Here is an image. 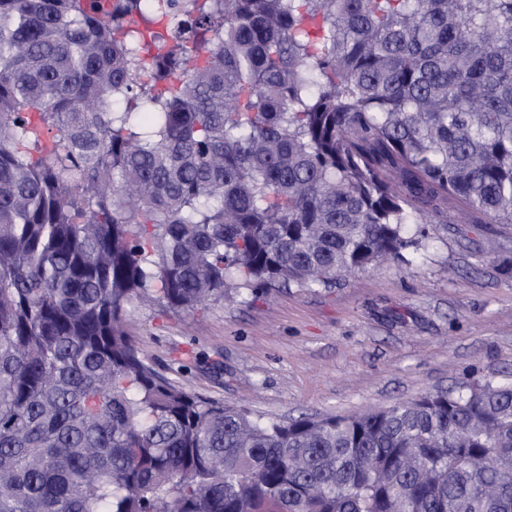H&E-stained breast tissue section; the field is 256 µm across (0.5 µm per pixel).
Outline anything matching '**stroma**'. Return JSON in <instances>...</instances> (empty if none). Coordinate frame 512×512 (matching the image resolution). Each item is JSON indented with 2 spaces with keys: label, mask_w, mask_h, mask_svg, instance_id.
Listing matches in <instances>:
<instances>
[{
  "label": "stroma",
  "mask_w": 512,
  "mask_h": 512,
  "mask_svg": "<svg viewBox=\"0 0 512 512\" xmlns=\"http://www.w3.org/2000/svg\"><path fill=\"white\" fill-rule=\"evenodd\" d=\"M410 264L275 288L196 315L135 306L142 356L189 392L285 422L512 377V227L450 201Z\"/></svg>",
  "instance_id": "obj_1"
}]
</instances>
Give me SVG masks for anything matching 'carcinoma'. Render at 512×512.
Instances as JSON below:
<instances>
[{"mask_svg":"<svg viewBox=\"0 0 512 512\" xmlns=\"http://www.w3.org/2000/svg\"><path fill=\"white\" fill-rule=\"evenodd\" d=\"M512 224V0H0V512H512V381L286 423L126 321Z\"/></svg>","mask_w":512,"mask_h":512,"instance_id":"cac0c4a2","label":"carcinoma"}]
</instances>
